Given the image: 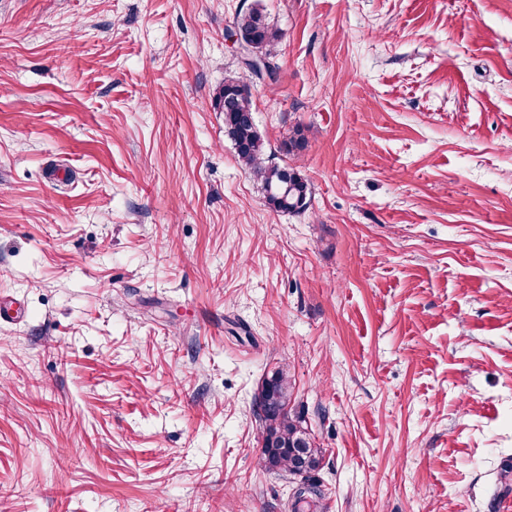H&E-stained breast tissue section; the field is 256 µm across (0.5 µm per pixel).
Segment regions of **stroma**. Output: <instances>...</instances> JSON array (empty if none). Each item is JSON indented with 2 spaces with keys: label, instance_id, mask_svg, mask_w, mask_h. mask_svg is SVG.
Returning a JSON list of instances; mask_svg holds the SVG:
<instances>
[{
  "label": "stroma",
  "instance_id": "35a3bbf8",
  "mask_svg": "<svg viewBox=\"0 0 512 512\" xmlns=\"http://www.w3.org/2000/svg\"><path fill=\"white\" fill-rule=\"evenodd\" d=\"M0 300V512H291L282 367L325 512H512V0H0ZM235 28L238 31L250 34L257 42L260 52L265 57V62L261 64L263 58L257 55L251 46L239 35L232 34L231 38L237 43L243 61L259 65H249L246 67L250 77L249 82H252L254 78L265 80L266 77L274 81L277 77L278 70L277 63L275 62V49L280 39L279 31L271 26L269 22H267L266 16L256 8H251L248 12L240 15L235 23ZM240 82L248 81H227L214 96V107L224 112V133L233 143L241 167L260 181L268 204L278 211H302L308 205L309 184L295 168L269 160L255 125L251 87L244 92ZM263 382L265 392L257 406L263 427V450L258 464L265 469L300 476L302 484L293 493L292 511L317 512L322 509V495L315 475L321 468L325 450L306 432L303 417L292 412L293 386L288 372L279 368Z\"/></svg>",
  "mask_w": 512,
  "mask_h": 512
}]
</instances>
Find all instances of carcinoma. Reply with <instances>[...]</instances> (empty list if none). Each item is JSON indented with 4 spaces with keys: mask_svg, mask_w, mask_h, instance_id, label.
<instances>
[{
    "mask_svg": "<svg viewBox=\"0 0 512 512\" xmlns=\"http://www.w3.org/2000/svg\"><path fill=\"white\" fill-rule=\"evenodd\" d=\"M235 28L250 34L265 57L263 64L247 67L249 77L275 80L279 31L256 8L240 15ZM214 107L224 113V133L233 143L241 167L260 181L268 204L278 211L304 210L310 195L309 184L295 168L269 160L255 125L251 93L241 89L240 81H227L215 93ZM264 387L263 400L258 404L263 427L258 464L301 477L302 484L293 493V512H319L322 495L315 475L321 468L325 449L303 427V417L292 412L293 386L288 372L275 370L264 379Z\"/></svg>",
    "mask_w": 512,
    "mask_h": 512,
    "instance_id": "1",
    "label": "carcinoma"
}]
</instances>
